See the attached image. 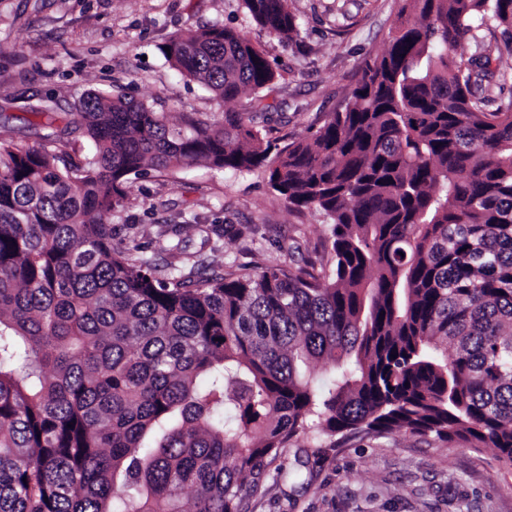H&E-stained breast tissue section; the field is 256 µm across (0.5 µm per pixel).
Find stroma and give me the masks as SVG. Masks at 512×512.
I'll list each match as a JSON object with an SVG mask.
<instances>
[{
  "label": "stroma",
  "instance_id": "obj_1",
  "mask_svg": "<svg viewBox=\"0 0 512 512\" xmlns=\"http://www.w3.org/2000/svg\"><path fill=\"white\" fill-rule=\"evenodd\" d=\"M289 6L300 23L290 44L262 30L242 0H0V106L49 99L73 114L86 92L121 89L174 123L188 112L221 118L223 101L160 52L176 34L219 23L260 44L278 72L230 108L253 114L266 140L284 146L349 98L357 69L385 49L399 2ZM112 222L118 249L140 243L162 264L180 242L220 271L302 265L329 246L324 218L290 206L262 174L204 166L135 179ZM317 442L284 448L286 477L269 480L248 512H512V470L495 449L405 432Z\"/></svg>",
  "mask_w": 512,
  "mask_h": 512
}]
</instances>
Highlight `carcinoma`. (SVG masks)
I'll list each match as a JSON object with an SVG mask.
<instances>
[{"label": "carcinoma", "instance_id": "carcinoma-1", "mask_svg": "<svg viewBox=\"0 0 512 512\" xmlns=\"http://www.w3.org/2000/svg\"><path fill=\"white\" fill-rule=\"evenodd\" d=\"M244 2L299 36L288 0ZM400 2L345 108L275 152L240 112L172 124L97 91L76 120L26 106L37 148L0 138V512H247L314 431L434 435L512 468V93L486 96L512 0ZM167 46L227 104L276 77L223 25ZM195 165L318 211L329 266L161 272L117 250L133 180Z\"/></svg>", "mask_w": 512, "mask_h": 512}]
</instances>
